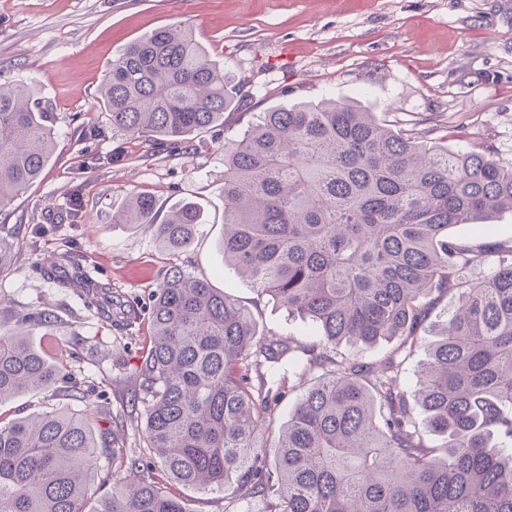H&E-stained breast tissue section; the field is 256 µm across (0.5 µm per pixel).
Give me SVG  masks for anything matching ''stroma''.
<instances>
[{"instance_id":"1","label":"stroma","mask_w":512,"mask_h":512,"mask_svg":"<svg viewBox=\"0 0 512 512\" xmlns=\"http://www.w3.org/2000/svg\"><path fill=\"white\" fill-rule=\"evenodd\" d=\"M165 25L191 29L211 60L248 98L246 115L194 135L189 152L156 153L144 138L113 137L99 91L112 58L128 43ZM0 83H22L46 103L55 150L39 180L0 213L16 231L17 268L0 275V324L34 310L53 323L33 336L51 360L72 366L94 386L86 402L44 391L0 404V419L58 408L104 409L99 424L144 459L142 478L162 477L142 437V403L133 373L149 334L142 309L179 267L248 307L267 338L316 342L311 321L258 295L225 265L224 143L252 116L298 101L331 97L358 102L394 129L449 148L491 150L512 163V0H0ZM438 116L430 129L421 116ZM155 197L161 212L193 201L203 222L180 254L164 250L153 230L116 224L136 194ZM454 237L512 247V213ZM107 284L114 299L140 307L131 328L87 311L64 274L47 278L49 261ZM451 295L426 299V320L401 386L414 391L425 344Z\"/></svg>"}]
</instances>
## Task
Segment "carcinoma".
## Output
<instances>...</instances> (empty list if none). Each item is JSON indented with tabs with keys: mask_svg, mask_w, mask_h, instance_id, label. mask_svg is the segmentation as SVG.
I'll return each instance as SVG.
<instances>
[{
	"mask_svg": "<svg viewBox=\"0 0 512 512\" xmlns=\"http://www.w3.org/2000/svg\"><path fill=\"white\" fill-rule=\"evenodd\" d=\"M99 104L112 134L145 137L157 152L245 106L186 30L162 26L112 59ZM54 151L48 112L24 84H0V213L40 176ZM512 211V164L488 151L419 142L360 104L326 98L276 107L224 143V260L256 292L311 320L321 352L297 368L317 379L276 442L263 441L285 378L265 376L284 350L257 339L251 312L184 270L149 298L151 346L135 370L144 434L168 478L235 487L270 512H512V248L452 239L448 229ZM149 194L121 224L154 230L179 252L202 211L186 202L163 221ZM16 265L0 234V274ZM89 308L125 328L112 291L81 271L68 279ZM435 292L457 301L427 345L418 420L399 385ZM35 311L0 327V404L29 390L89 394L29 340L49 327ZM396 342L378 368L339 351ZM94 412L56 409L0 422V512H84L105 455L137 474L143 459L100 443ZM444 438L429 448L425 434ZM97 512H187L145 481L124 483Z\"/></svg>",
	"mask_w": 512,
	"mask_h": 512,
	"instance_id": "cac0c4a2",
	"label": "carcinoma"
}]
</instances>
